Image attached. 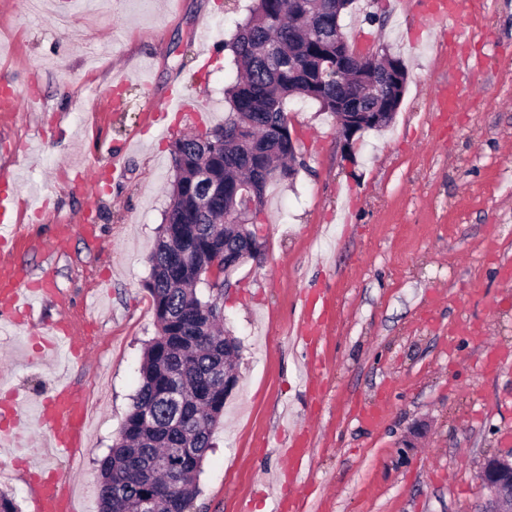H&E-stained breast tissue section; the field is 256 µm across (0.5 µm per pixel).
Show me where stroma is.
Instances as JSON below:
<instances>
[{
  "label": "stroma",
  "mask_w": 512,
  "mask_h": 512,
  "mask_svg": "<svg viewBox=\"0 0 512 512\" xmlns=\"http://www.w3.org/2000/svg\"><path fill=\"white\" fill-rule=\"evenodd\" d=\"M251 0H0V174L10 191L54 199L20 228L16 264L52 279L48 319L70 312L88 336L84 362L0 328V376L31 394L60 378L97 406L81 445L59 463L76 512H98L99 463L139 387L158 333L146 289L170 204L173 142L223 125L226 43ZM456 48L418 0H354L342 18L360 52L401 56L408 83L392 125L346 146L334 116L288 102L300 165L272 182L258 256L229 277L224 332L239 344L238 385L224 402L190 512H478L485 457L512 454V0H465ZM209 28L208 42L199 32ZM461 86L463 111L437 101ZM116 109L87 112L99 91ZM186 107L170 116L171 92ZM156 119L146 122L147 108ZM122 172L77 171L112 153ZM96 217L97 233L49 243L59 224ZM96 279L112 284L92 303ZM328 304L316 346L298 338ZM308 430L306 466L282 473L284 434Z\"/></svg>",
  "instance_id": "stroma-1"
}]
</instances>
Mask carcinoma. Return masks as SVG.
<instances>
[{
    "mask_svg": "<svg viewBox=\"0 0 512 512\" xmlns=\"http://www.w3.org/2000/svg\"><path fill=\"white\" fill-rule=\"evenodd\" d=\"M352 2L254 0L225 43L239 70L224 88L231 110L224 126L172 145L171 203L149 257L158 335L145 350L120 438L101 462L99 512H139L166 481L172 490L156 512H189L193 478L224 413V385L212 372L231 364L237 351L218 328L224 275L255 251L254 234L225 217L248 206L261 210L268 185L295 175L288 98L315 101L333 114L396 112L402 103L408 81L402 58H364L345 39L341 18ZM215 264L223 278L203 300L196 287ZM173 383L178 406L165 400Z\"/></svg>",
    "mask_w": 512,
    "mask_h": 512,
    "instance_id": "carcinoma-1",
    "label": "carcinoma"
}]
</instances>
